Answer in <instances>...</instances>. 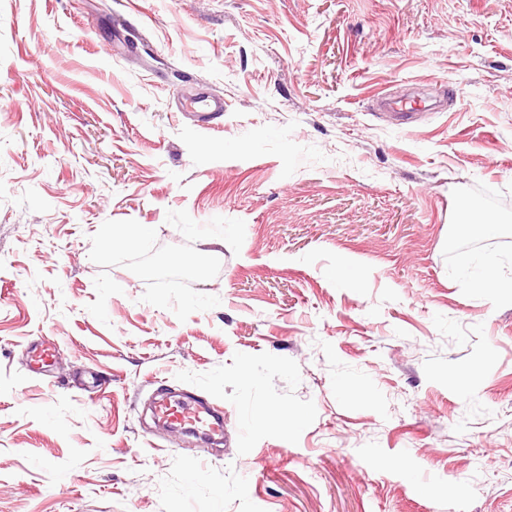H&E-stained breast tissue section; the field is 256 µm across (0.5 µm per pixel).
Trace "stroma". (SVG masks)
I'll list each match as a JSON object with an SVG mask.
<instances>
[{
	"mask_svg": "<svg viewBox=\"0 0 512 512\" xmlns=\"http://www.w3.org/2000/svg\"><path fill=\"white\" fill-rule=\"evenodd\" d=\"M0 512H512V0H0ZM180 112H187L196 117L200 127L209 129L212 122L224 112V99L209 93H199L187 97L180 103ZM408 104L410 105L409 107ZM388 105L395 111L390 113L396 117L399 122L398 125H409L414 122L415 116L419 113L418 111L426 110V108L430 107L423 98H414L410 101H394L388 103ZM154 411L158 419L172 428L194 427L209 437L224 434V416L205 402L163 396L156 402Z\"/></svg>",
	"mask_w": 512,
	"mask_h": 512,
	"instance_id": "obj_1",
	"label": "stroma"
}]
</instances>
